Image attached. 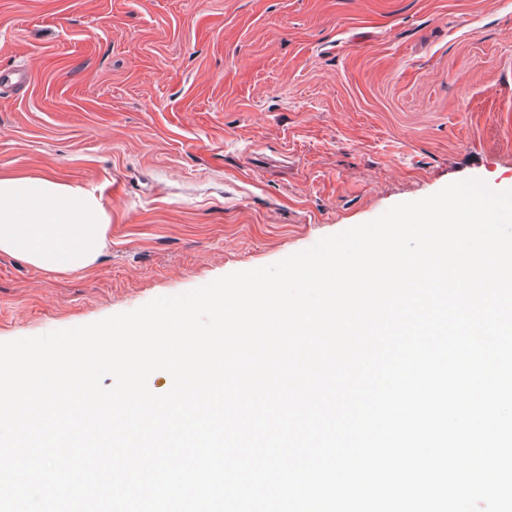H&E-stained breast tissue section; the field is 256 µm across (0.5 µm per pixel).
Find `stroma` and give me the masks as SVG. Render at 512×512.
I'll use <instances>...</instances> for the list:
<instances>
[{
    "mask_svg": "<svg viewBox=\"0 0 512 512\" xmlns=\"http://www.w3.org/2000/svg\"><path fill=\"white\" fill-rule=\"evenodd\" d=\"M93 192L88 272L0 254V342L512 183V0H0V176Z\"/></svg>",
    "mask_w": 512,
    "mask_h": 512,
    "instance_id": "stroma-1",
    "label": "stroma"
}]
</instances>
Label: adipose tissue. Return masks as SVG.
<instances>
[{
    "instance_id": "obj_1",
    "label": "adipose tissue",
    "mask_w": 512,
    "mask_h": 512,
    "mask_svg": "<svg viewBox=\"0 0 512 512\" xmlns=\"http://www.w3.org/2000/svg\"><path fill=\"white\" fill-rule=\"evenodd\" d=\"M109 231L93 193L47 177L0 178V253L45 271H89Z\"/></svg>"
}]
</instances>
